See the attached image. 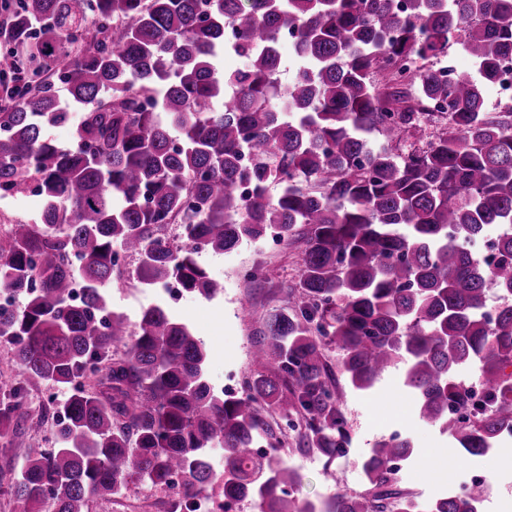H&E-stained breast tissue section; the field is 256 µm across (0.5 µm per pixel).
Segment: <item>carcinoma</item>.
<instances>
[{
    "label": "carcinoma",
    "mask_w": 512,
    "mask_h": 512,
    "mask_svg": "<svg viewBox=\"0 0 512 512\" xmlns=\"http://www.w3.org/2000/svg\"><path fill=\"white\" fill-rule=\"evenodd\" d=\"M15 0L0 37V198L36 196L35 223L0 233V342L20 379L0 386V450L29 412V390L64 388L56 447L32 439L0 495L19 512H86L137 478L190 500L218 488L257 512H478L482 489L420 501L399 486L405 438L376 442L367 487L318 510L289 489L274 409L298 450L328 459L350 435L327 352L355 390L406 365L418 416L463 449L461 463L512 435V109L486 111L512 53V0ZM290 38L299 67L277 73ZM458 41L479 77H440L430 60ZM246 60L223 69L224 54ZM144 99L154 102L148 111ZM80 112L86 147L47 127ZM279 186L272 195L270 186ZM250 188L249 199L238 193ZM181 228L182 244L167 234ZM276 226L300 262L287 304L262 319L240 395L207 379L209 352L159 302L137 330L109 309L123 277L176 280L213 299L224 283L197 260ZM493 226V253L471 246ZM83 291L71 300L74 262ZM507 303L485 315L486 283ZM475 369L483 390L460 371ZM224 449V466L207 460Z\"/></svg>",
    "instance_id": "1"
}]
</instances>
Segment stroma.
<instances>
[{
	"label": "stroma",
	"mask_w": 512,
	"mask_h": 512,
	"mask_svg": "<svg viewBox=\"0 0 512 512\" xmlns=\"http://www.w3.org/2000/svg\"><path fill=\"white\" fill-rule=\"evenodd\" d=\"M199 262L215 278L223 280V294L211 301L186 294L180 300L168 301L167 308L204 342L210 354L207 378L219 390L226 384L225 373L244 378L252 374L251 351L257 321L280 304V286L297 279L299 265L290 249L269 236L230 254H202ZM137 264L136 258L126 257L122 263L125 278L113 282L108 290L112 310L123 313L133 327L137 326L142 310L161 298L157 290L143 287L133 279ZM401 376V368L396 367L370 391L347 390L341 409L350 442L346 454L334 461L315 452L296 453L292 440L281 445V457L291 461L299 475L293 496L320 503L339 493L363 491L365 455L376 441L388 438L397 429L411 441L416 452L412 463L405 467L403 488L422 501L449 491H463L471 468L451 470L445 466L444 457L459 454L460 449L448 434L419 419L417 396L403 389ZM52 395L61 400L66 392L59 389L52 393L43 388L31 393V416L23 433L10 452H0V473L5 477L19 473L24 445L30 438L52 437L55 427L46 408ZM474 467L489 474L480 512H512V439L476 459ZM167 496L165 490L132 481L121 496L92 500L89 512H164Z\"/></svg>",
	"instance_id": "stroma-1"
}]
</instances>
